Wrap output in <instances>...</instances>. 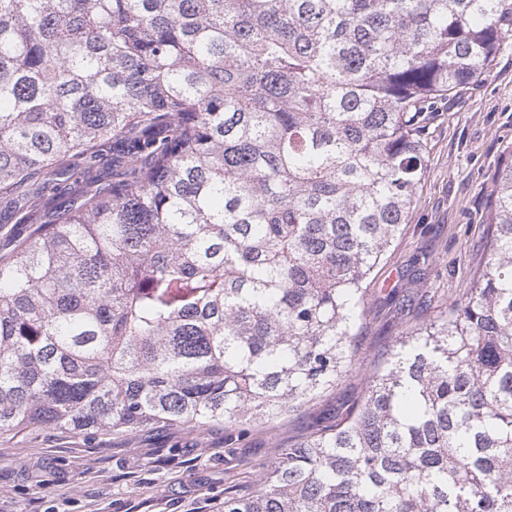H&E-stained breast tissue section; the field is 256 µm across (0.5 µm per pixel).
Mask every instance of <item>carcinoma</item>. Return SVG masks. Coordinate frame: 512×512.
Returning <instances> with one entry per match:
<instances>
[{
  "instance_id": "carcinoma-1",
  "label": "carcinoma",
  "mask_w": 512,
  "mask_h": 512,
  "mask_svg": "<svg viewBox=\"0 0 512 512\" xmlns=\"http://www.w3.org/2000/svg\"><path fill=\"white\" fill-rule=\"evenodd\" d=\"M511 38L512 0H0V199L39 225L0 259V433L243 437L349 378L421 115ZM485 224L224 512H512V148Z\"/></svg>"
}]
</instances>
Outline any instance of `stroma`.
Wrapping results in <instances>:
<instances>
[{"label": "stroma", "instance_id": "obj_1", "mask_svg": "<svg viewBox=\"0 0 512 512\" xmlns=\"http://www.w3.org/2000/svg\"><path fill=\"white\" fill-rule=\"evenodd\" d=\"M423 124L425 174L400 235L369 279L352 377L305 415L242 438L220 426L0 433V512H222L225 484L252 481L249 461L272 457L274 444L302 433L310 419L359 399L379 360V334L399 318L387 295L403 272L419 267L439 305L466 287L483 255L491 176L512 146V44L481 81L436 100Z\"/></svg>", "mask_w": 512, "mask_h": 512}]
</instances>
